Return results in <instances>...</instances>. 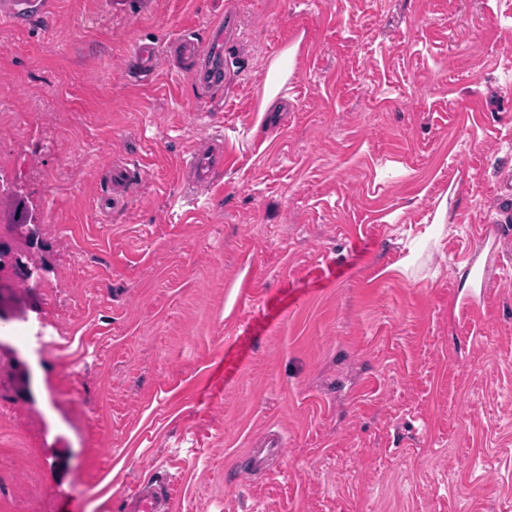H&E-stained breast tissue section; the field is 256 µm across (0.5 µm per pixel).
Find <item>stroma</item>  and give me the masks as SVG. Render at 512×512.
I'll return each mask as SVG.
<instances>
[{
	"mask_svg": "<svg viewBox=\"0 0 512 512\" xmlns=\"http://www.w3.org/2000/svg\"><path fill=\"white\" fill-rule=\"evenodd\" d=\"M53 10L0 15V215L39 216L31 304L74 337L31 357L59 512H123L158 473L174 512H512V0ZM228 14L215 90L164 52ZM294 44L286 106L259 113ZM214 140L223 170L186 189L181 160ZM115 164L140 178L105 210ZM75 366L81 425L46 390ZM270 429L285 447L249 471ZM0 465L17 512L36 466L1 422Z\"/></svg>",
	"mask_w": 512,
	"mask_h": 512,
	"instance_id": "1",
	"label": "stroma"
}]
</instances>
